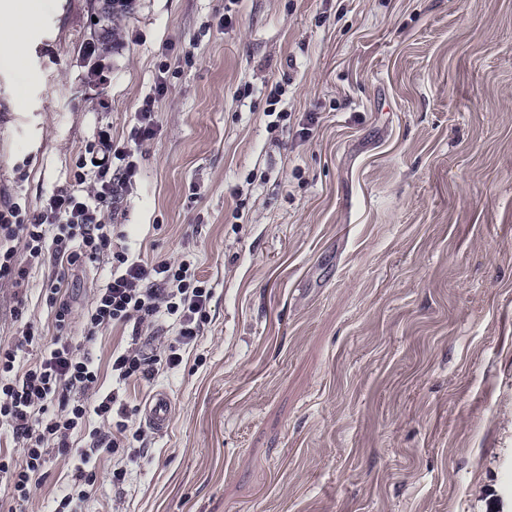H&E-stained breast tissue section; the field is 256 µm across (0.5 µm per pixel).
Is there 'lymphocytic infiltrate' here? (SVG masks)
Instances as JSON below:
<instances>
[{
    "mask_svg": "<svg viewBox=\"0 0 512 512\" xmlns=\"http://www.w3.org/2000/svg\"><path fill=\"white\" fill-rule=\"evenodd\" d=\"M135 169L130 149L116 145L110 129L104 128L89 158L78 164L75 187L53 190L45 206L32 212L22 211L18 203L0 201V281L20 283L34 265L50 263L70 269L96 262L104 254L111 257L106 284L82 316L84 345H77L69 334L73 310L60 275L45 290L55 310L57 330L50 345L26 366L20 364L17 349L0 348V423L10 427L22 444L20 459L0 458V483L10 487L14 502L29 500L50 449L67 447L71 433L91 416L106 420L126 412L118 392L98 396V367L86 342L108 326L146 318L172 320L176 334L163 357H146L137 348L113 355L112 376L121 383L152 375L159 363L169 369L178 367L182 348L196 340L208 319L212 290L197 278L192 261L147 262L112 248L114 227L102 223L100 213L119 187L130 182ZM90 176L96 180V189L77 193V186ZM16 240L24 245L27 266L16 264L12 246ZM125 432L122 422L112 431H91L88 447L74 451L81 462L75 471L76 483L94 485L89 461L117 452Z\"/></svg>",
    "mask_w": 512,
    "mask_h": 512,
    "instance_id": "1",
    "label": "lymphocytic infiltrate"
}]
</instances>
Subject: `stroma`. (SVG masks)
Wrapping results in <instances>:
<instances>
[{"mask_svg":"<svg viewBox=\"0 0 512 512\" xmlns=\"http://www.w3.org/2000/svg\"><path fill=\"white\" fill-rule=\"evenodd\" d=\"M36 20L0 56V196L40 208L111 127L136 165L102 212L115 247L189 255L212 290L179 369L126 387L143 452L98 457L78 512H512V0H42ZM108 269L67 272L74 313ZM56 274L0 281V347L27 325L25 358L50 343ZM170 334L100 330L102 392L114 349ZM73 487L52 450L21 512ZM171 413V401L168 394L163 391H157L144 410L145 421L158 431H163L169 421Z\"/></svg>","mask_w":512,"mask_h":512,"instance_id":"obj_1","label":"stroma"}]
</instances>
